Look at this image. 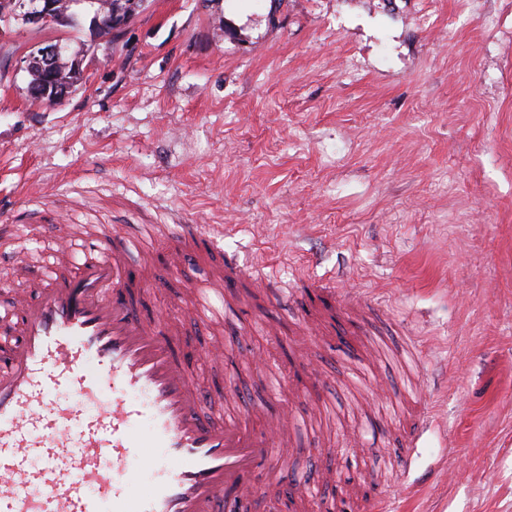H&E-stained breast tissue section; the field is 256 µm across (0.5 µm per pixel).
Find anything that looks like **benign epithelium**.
I'll return each mask as SVG.
<instances>
[{"label": "benign epithelium", "mask_w": 512, "mask_h": 512, "mask_svg": "<svg viewBox=\"0 0 512 512\" xmlns=\"http://www.w3.org/2000/svg\"><path fill=\"white\" fill-rule=\"evenodd\" d=\"M84 0H0V21L14 19L31 29L47 31L51 27L64 26L79 17L77 8ZM94 29L106 24L112 28V34L120 38L128 28L130 16L124 0H103L93 7L89 17ZM83 52L71 51L70 47L54 37H46L34 43L19 59V68L30 71L38 66L43 73L39 83L27 86L30 98L47 104L65 100L77 90L78 83L63 77L62 69L71 72L82 71Z\"/></svg>", "instance_id": "benign-epithelium-1"}]
</instances>
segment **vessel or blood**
<instances>
[{
	"label": "vessel or blood",
	"instance_id": "vessel-or-blood-1",
	"mask_svg": "<svg viewBox=\"0 0 512 512\" xmlns=\"http://www.w3.org/2000/svg\"><path fill=\"white\" fill-rule=\"evenodd\" d=\"M57 261L69 263L67 225L48 224ZM215 248L197 225L166 241L180 264L187 240ZM0 247L14 269L28 267L26 240L0 226ZM131 241L104 237L75 272L55 277L34 299L17 296L13 328L0 322V512H240L252 496L251 475L286 478L290 414L266 412V433L249 432L231 414L206 416L180 348L183 326L210 321L225 281L249 277L274 287L270 275L217 257L206 287L174 319L147 318L128 286L124 257ZM148 433H140V426ZM135 458L161 478L143 489Z\"/></svg>",
	"mask_w": 512,
	"mask_h": 512
}]
</instances>
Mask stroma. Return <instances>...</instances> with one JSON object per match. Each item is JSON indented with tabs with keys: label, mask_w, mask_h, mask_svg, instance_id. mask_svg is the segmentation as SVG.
Instances as JSON below:
<instances>
[{
	"label": "stroma",
	"mask_w": 512,
	"mask_h": 512,
	"mask_svg": "<svg viewBox=\"0 0 512 512\" xmlns=\"http://www.w3.org/2000/svg\"><path fill=\"white\" fill-rule=\"evenodd\" d=\"M482 4L146 0L127 43L60 29L87 83L56 105L28 97L15 63L42 32L0 34V224L43 210L79 236L158 225L152 264L129 261L157 283L135 291L150 316L207 273L193 248L167 263L176 218L219 226L226 254L280 282L225 291L223 331L246 335L233 359L205 358L207 323L182 344L206 410L257 432L287 368L299 512H327L332 484L367 471L407 487L387 512H512V0ZM324 276L364 306L345 315ZM385 396L430 409L411 464V417L375 419ZM350 434L365 451L344 464Z\"/></svg>",
	"instance_id": "obj_1"
}]
</instances>
